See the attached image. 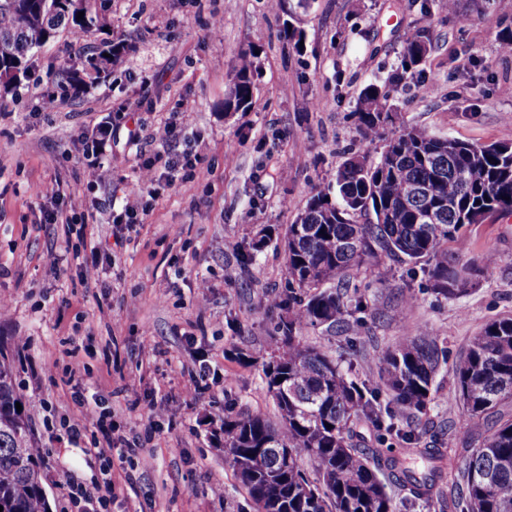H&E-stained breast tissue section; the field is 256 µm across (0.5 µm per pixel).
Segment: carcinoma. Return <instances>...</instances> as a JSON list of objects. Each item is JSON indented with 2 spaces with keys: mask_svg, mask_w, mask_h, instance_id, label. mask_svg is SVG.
<instances>
[{
  "mask_svg": "<svg viewBox=\"0 0 512 512\" xmlns=\"http://www.w3.org/2000/svg\"><path fill=\"white\" fill-rule=\"evenodd\" d=\"M97 0H0V99L17 90L32 56L59 32L109 26ZM84 13L78 18V13ZM433 46L429 27L409 29L404 56L388 84H368L358 99L359 133L381 135L394 110L392 92L406 84ZM89 63L85 77L66 68L74 88L117 59ZM255 51L244 52L224 93V111L249 109L256 72ZM439 214L424 224L426 209ZM512 213V151L495 144L463 141L408 125L385 140L374 160L350 156L335 181L313 193L297 219L277 236L286 257L288 291L271 299L282 311L265 348L263 374L277 421L264 412L224 415V452L256 506V512H403L431 499L447 471L456 470L457 512H512V418H497L492 432L472 449L461 467L440 448H419L421 471L404 466L392 440H412L403 418L434 400V380L446 363V340L433 331L401 336L373 350L377 374L357 379L344 367L353 335L363 326L368 304L329 283L363 265L385 258L425 263L431 289L447 299L468 293L495 260L486 251L466 261L448 256V243L464 229L494 213ZM271 235L235 244L245 265ZM346 334V348L334 355L305 339L310 328ZM458 403L448 414L466 422L475 435L479 421L512 404V317L493 320L471 340L454 370ZM293 387L283 398L278 380ZM17 392L12 364L0 356V506L3 512H49L38 451ZM332 428H327V425ZM377 432L379 447L364 446L363 429ZM307 459L312 471L301 464Z\"/></svg>",
  "mask_w": 512,
  "mask_h": 512,
  "instance_id": "cac0c4a2",
  "label": "carcinoma"
}]
</instances>
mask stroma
<instances>
[{
  "instance_id": "35a3bbf8",
  "label": "stroma",
  "mask_w": 512,
  "mask_h": 512,
  "mask_svg": "<svg viewBox=\"0 0 512 512\" xmlns=\"http://www.w3.org/2000/svg\"><path fill=\"white\" fill-rule=\"evenodd\" d=\"M108 15V31L67 30L47 43L17 93L0 103V355L15 368L51 512H71L53 481L62 466L87 486L111 474L108 512H255L211 430L229 411L275 412L253 354L280 316L269 298L285 289L286 262L271 244L240 264L231 243L286 228L351 154L377 158L399 125L512 142V98L500 93L512 85V56L499 46L501 29L512 27V0H460L454 17L438 0L426 14L418 0H309L304 8L282 0L276 10L268 0H108ZM216 16L223 30L213 38ZM286 22L300 40L281 36ZM420 25L430 27L434 48L396 92L395 123L363 141L358 97L400 66L403 34ZM112 39L128 45L120 58L79 93L60 94L62 64L87 66ZM250 48L259 61L253 104L225 113L224 91ZM55 93L57 108L39 111L38 98ZM185 105L188 128L169 145L154 142L160 118ZM102 124L112 128L103 159L110 176L89 188L83 143ZM163 151L187 155L190 166L136 231L115 240L113 205L132 189L143 157ZM51 181L59 184L55 201L39 194ZM74 192L92 213L81 236L44 221L46 211L68 210ZM488 249L496 264L457 300L433 294L421 267L392 260L345 276L371 310L350 358L358 377L375 372L362 356L371 345L384 349L425 328L445 337L449 363L435 399L410 426L420 446L444 448L460 463L468 442L442 430L458 401L451 364L488 322L512 316V214L471 225L448 245L449 255L464 258ZM50 250L52 268L43 262ZM200 274L210 285L204 300ZM410 294L416 305L400 312ZM75 361L99 380L77 445L64 426L77 410ZM203 366L208 388L196 397ZM156 400L164 405L157 418ZM102 413L112 417L115 440L135 452L109 462L86 455ZM218 485L220 498L212 493Z\"/></svg>"
}]
</instances>
